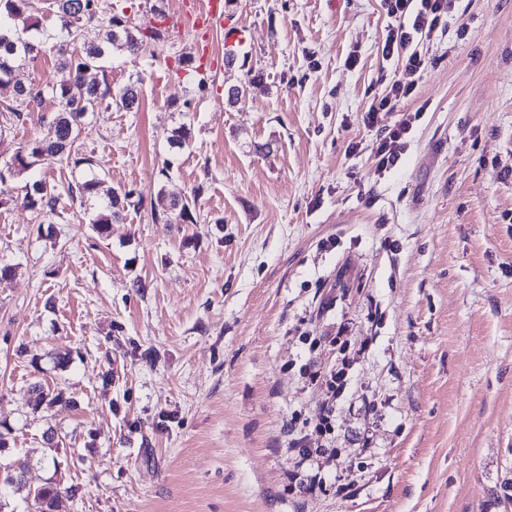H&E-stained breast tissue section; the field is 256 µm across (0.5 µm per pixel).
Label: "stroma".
Instances as JSON below:
<instances>
[{
    "label": "stroma",
    "mask_w": 512,
    "mask_h": 512,
    "mask_svg": "<svg viewBox=\"0 0 512 512\" xmlns=\"http://www.w3.org/2000/svg\"><path fill=\"white\" fill-rule=\"evenodd\" d=\"M223 4L210 51L236 27L237 63L180 78L182 0H96L132 27L165 14L160 43L105 70L141 80L140 108L86 121L94 168L33 173L91 171L142 206L101 235L93 200L0 205V462L66 489L58 512H512V0H456L420 44V118L382 173L372 148L397 115L369 128L365 110L402 70L380 0ZM13 100L0 85V162L57 109L15 120ZM183 123L193 142L169 151ZM161 191L195 195V223L154 220ZM309 364L348 372L335 436L310 437L312 495L288 483L285 429L326 398Z\"/></svg>",
    "instance_id": "stroma-1"
}]
</instances>
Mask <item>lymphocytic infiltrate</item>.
Masks as SVG:
<instances>
[{
  "instance_id": "f902f5d3",
  "label": "lymphocytic infiltrate",
  "mask_w": 512,
  "mask_h": 512,
  "mask_svg": "<svg viewBox=\"0 0 512 512\" xmlns=\"http://www.w3.org/2000/svg\"><path fill=\"white\" fill-rule=\"evenodd\" d=\"M381 6L389 20L382 56L387 60L400 61L404 73L400 79L381 76L384 90L373 96L366 111L365 122L370 127L376 124L379 113L395 112L399 115L395 124L379 137L374 147L376 169L384 172L400 160L407 146V137L418 118L417 113L405 109L425 70V60L416 46L447 27L448 17L454 11V0H381ZM310 380L324 384L329 393L328 401L316 415L315 429L323 436L334 435L335 404L347 384V372L345 368L333 366L313 372ZM288 434V449L297 457L294 469L288 475L289 480L311 494L322 490L326 481L319 472L309 467L313 451L306 448L307 435L304 430L298 429L296 420H289Z\"/></svg>"
}]
</instances>
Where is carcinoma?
I'll return each mask as SVG.
<instances>
[{
  "mask_svg": "<svg viewBox=\"0 0 512 512\" xmlns=\"http://www.w3.org/2000/svg\"><path fill=\"white\" fill-rule=\"evenodd\" d=\"M93 0H52L49 9L56 17L53 29L41 28L40 19L33 14L34 0H0V83L13 85L18 105L7 106L5 111L15 119L21 118L23 108L40 104L45 99L57 101L58 110L51 123L49 136L33 138L18 147L9 160L0 164V205L8 203L13 195L5 189V183L42 164L71 163L74 166L93 165L92 159L79 157L74 145L81 132V120L99 111L100 107L114 105L127 112L139 109V81L130 82L117 90L104 86L98 75L104 72L105 62L113 46L130 54L146 51L163 38L162 28L146 24L131 30L124 14H115L104 23L105 43L88 40L86 25L95 20ZM83 42L82 53L73 56L61 45ZM54 43L60 46L59 68L67 72L58 83L35 86L17 78L18 62L36 57L45 47ZM192 129L183 123L167 137L172 149L183 150L191 146ZM101 180L92 176L74 185L59 186L45 179H36L23 186V204L30 210L43 214L56 213L63 194H77L81 198L94 199L99 195ZM193 201L183 196H168L161 191L157 203L152 206L154 216L168 217L174 210L184 224L195 221ZM142 200L134 198L132 190L111 189L106 199L99 203L98 211L91 219L93 228L104 235L112 221L118 219L126 208H139ZM27 461L15 459L6 470L0 485L18 490L25 488L24 474ZM61 496L60 488L43 486L28 489L25 499L30 501V512H54Z\"/></svg>",
  "mask_w": 512,
  "mask_h": 512,
  "instance_id": "cac0c4a2",
  "label": "carcinoma"
}]
</instances>
